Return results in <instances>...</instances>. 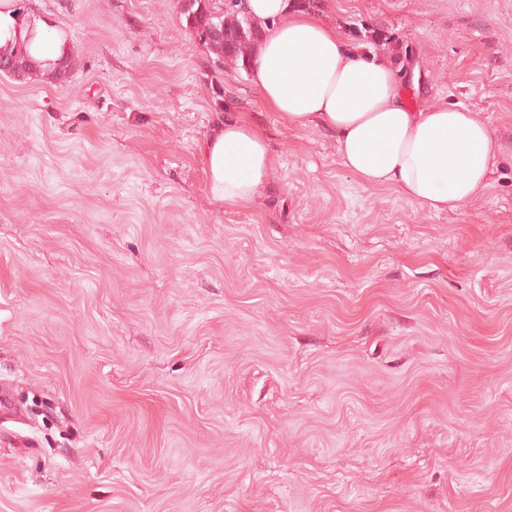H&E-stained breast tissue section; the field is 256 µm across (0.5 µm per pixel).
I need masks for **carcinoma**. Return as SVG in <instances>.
I'll use <instances>...</instances> for the list:
<instances>
[{
	"mask_svg": "<svg viewBox=\"0 0 512 512\" xmlns=\"http://www.w3.org/2000/svg\"><path fill=\"white\" fill-rule=\"evenodd\" d=\"M182 11L202 42L226 63L248 69L250 57L261 41L262 23L241 11H225L214 0H182ZM2 60L8 65V73L21 79L37 72L39 67L23 47L9 55L0 52Z\"/></svg>",
	"mask_w": 512,
	"mask_h": 512,
	"instance_id": "1",
	"label": "carcinoma"
}]
</instances>
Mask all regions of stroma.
<instances>
[{
  "label": "stroma",
  "mask_w": 512,
  "mask_h": 512,
  "mask_svg": "<svg viewBox=\"0 0 512 512\" xmlns=\"http://www.w3.org/2000/svg\"><path fill=\"white\" fill-rule=\"evenodd\" d=\"M181 4L15 0L73 66L0 74V512H512V157L454 212L366 186ZM313 16L512 137V0ZM234 116L274 166L227 209ZM204 162L210 197L226 208L253 203L269 182L273 166L265 134L241 118L224 119L213 128Z\"/></svg>",
  "instance_id": "35a3bbf8"
}]
</instances>
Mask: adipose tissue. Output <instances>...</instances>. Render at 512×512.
I'll return each instance as SVG.
<instances>
[{"label":"adipose tissue","instance_id":"ef3b65f1","mask_svg":"<svg viewBox=\"0 0 512 512\" xmlns=\"http://www.w3.org/2000/svg\"><path fill=\"white\" fill-rule=\"evenodd\" d=\"M245 9L270 24L248 64L264 107L333 135L342 167L364 185L454 212L482 195L499 160L512 153V139L465 107L409 105L401 72L348 49L336 30L293 11L288 0H245ZM25 39L42 68L58 63L60 36L19 13L13 0H0V50ZM204 162L210 197L227 208L253 203L273 166L265 134L241 118L214 127Z\"/></svg>","mask_w":512,"mask_h":512}]
</instances>
